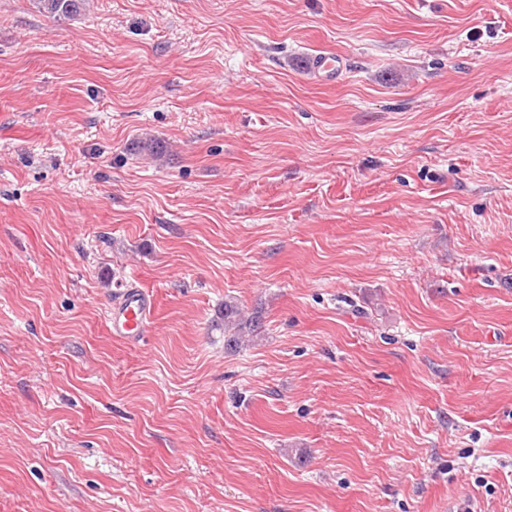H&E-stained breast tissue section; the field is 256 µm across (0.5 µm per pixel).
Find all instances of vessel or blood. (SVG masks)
I'll return each instance as SVG.
<instances>
[{
	"mask_svg": "<svg viewBox=\"0 0 512 512\" xmlns=\"http://www.w3.org/2000/svg\"><path fill=\"white\" fill-rule=\"evenodd\" d=\"M154 299L150 290L137 286L118 289L108 312L107 324L113 336L136 344L151 329Z\"/></svg>",
	"mask_w": 512,
	"mask_h": 512,
	"instance_id": "1",
	"label": "vessel or blood"
}]
</instances>
